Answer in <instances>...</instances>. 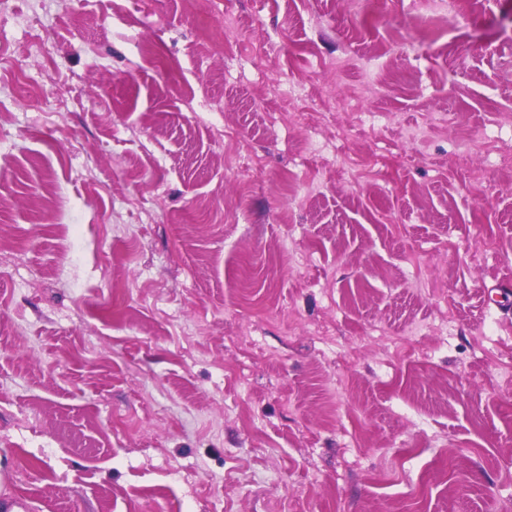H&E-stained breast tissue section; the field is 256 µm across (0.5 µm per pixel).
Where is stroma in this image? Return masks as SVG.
I'll use <instances>...</instances> for the list:
<instances>
[{"instance_id":"stroma-1","label":"stroma","mask_w":512,"mask_h":512,"mask_svg":"<svg viewBox=\"0 0 512 512\" xmlns=\"http://www.w3.org/2000/svg\"><path fill=\"white\" fill-rule=\"evenodd\" d=\"M501 280L512 0H0V501L512 512Z\"/></svg>"}]
</instances>
